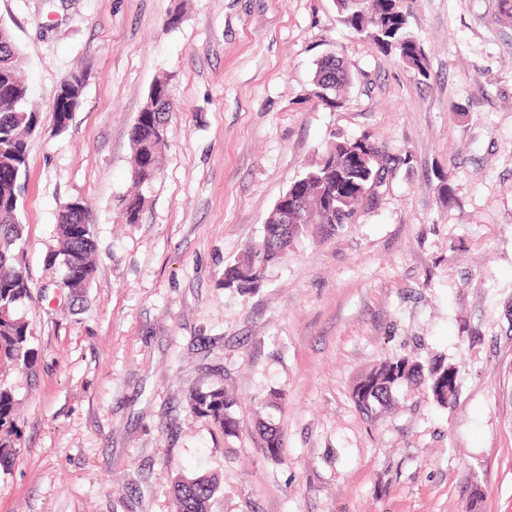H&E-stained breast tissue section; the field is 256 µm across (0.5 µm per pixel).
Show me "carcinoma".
I'll use <instances>...</instances> for the list:
<instances>
[{"label":"carcinoma","instance_id":"cac0c4a2","mask_svg":"<svg viewBox=\"0 0 512 512\" xmlns=\"http://www.w3.org/2000/svg\"><path fill=\"white\" fill-rule=\"evenodd\" d=\"M338 21L349 30L369 37L385 54H395L418 75L428 77V62L423 48L413 39L407 27V17L399 10L397 0H369L362 11L356 0H336ZM335 57L321 61L315 84L319 100L330 107L340 104L339 92L348 83L345 69L328 73ZM23 53L13 36H0V208L11 214L9 222H0V363L30 370L37 361L36 337L22 309L31 299L29 276L24 263L22 246L23 225L18 219L21 209L19 181L26 174L27 141L40 124L39 112L29 103L27 87L19 73ZM172 103L167 110L145 109L140 112L132 129L133 166L143 173L157 169V160L167 140V125ZM334 153L325 161H317L288 187V199L308 200L318 185L329 192L339 191L334 207L310 204L301 211L300 223L285 226L279 223V209L273 208L260 238L247 244L243 258L224 268V287L245 293L260 286L266 269L284 260L288 249L283 236L297 238L306 234L310 225H319L327 238L346 224H355L361 210L373 203L387 176L400 163L406 162L370 140L333 137ZM82 219L75 221L65 212L56 224L58 248L47 257V264L62 263L65 267L64 287L72 297L82 296L95 278L94 255L97 250L95 224L86 209ZM426 386L434 401L446 407L453 400L456 385L448 382V366L432 362L423 365L405 358L383 362L360 378L353 397L357 406L369 413L393 400V391L400 386ZM196 410L212 416L230 434L237 432L238 422L231 408L233 402L224 395V388L199 389L190 395ZM16 400L12 391L0 386V468L14 460L19 432L15 422ZM265 451L278 457L282 451L281 436L271 427L260 430ZM220 491L218 479L211 475L172 478L169 493L173 512H210L211 500Z\"/></svg>","mask_w":512,"mask_h":512}]
</instances>
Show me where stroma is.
<instances>
[{"instance_id":"35a3bbf8","label":"stroma","mask_w":512,"mask_h":512,"mask_svg":"<svg viewBox=\"0 0 512 512\" xmlns=\"http://www.w3.org/2000/svg\"><path fill=\"white\" fill-rule=\"evenodd\" d=\"M400 6L428 77L338 23L334 0H0L40 113L19 213L38 361L0 364L21 433L0 512H173L171 478L203 473L223 488L211 512H512V15ZM330 53L349 75L335 108L313 83ZM73 70L83 93L56 135ZM161 78L168 146L128 224L130 130ZM335 133L410 162L357 223L298 238L253 293L225 288ZM74 200L98 241L77 301L46 264ZM401 357L457 367L453 402L402 387L359 409L361 376ZM217 386L237 433L189 404Z\"/></svg>"}]
</instances>
